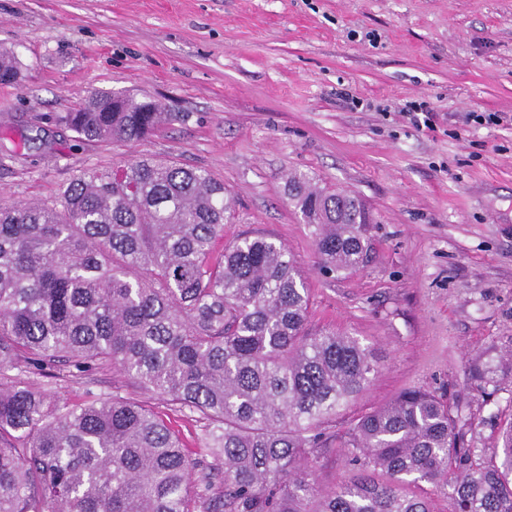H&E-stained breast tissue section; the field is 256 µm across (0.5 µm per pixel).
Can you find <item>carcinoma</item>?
<instances>
[{"instance_id": "cac0c4a2", "label": "carcinoma", "mask_w": 512, "mask_h": 512, "mask_svg": "<svg viewBox=\"0 0 512 512\" xmlns=\"http://www.w3.org/2000/svg\"><path fill=\"white\" fill-rule=\"evenodd\" d=\"M0 49V84L18 81ZM171 114L91 90L60 118L85 144H134ZM319 263L364 266L357 197L288 176ZM232 199L201 168L135 156L89 168L48 201L0 204V512H512V421L501 447L459 444L448 400L408 389L326 433L381 369L377 349L309 332L304 271L244 237L215 255ZM113 366L201 423L189 452L161 412L118 393L72 403L10 375ZM339 452L355 474L325 485Z\"/></svg>"}]
</instances>
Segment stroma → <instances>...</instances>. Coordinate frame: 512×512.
Masks as SVG:
<instances>
[{
    "label": "stroma",
    "mask_w": 512,
    "mask_h": 512,
    "mask_svg": "<svg viewBox=\"0 0 512 512\" xmlns=\"http://www.w3.org/2000/svg\"><path fill=\"white\" fill-rule=\"evenodd\" d=\"M0 199L54 197L80 170L137 155L223 180L225 242L266 235L303 269L313 328L373 345L384 365L336 416L412 387L445 395L464 441L498 445L512 420V0H0ZM93 89L153 97L179 121L133 145H76L57 118ZM426 106L432 128L405 113ZM492 112L496 125L467 121ZM303 172L362 199L372 261L326 274L285 181ZM491 368L473 378V363ZM55 398L120 392L112 369L60 367ZM17 57L13 50L0 49V84L16 83L20 76Z\"/></svg>",
    "instance_id": "35a3bbf8"
}]
</instances>
